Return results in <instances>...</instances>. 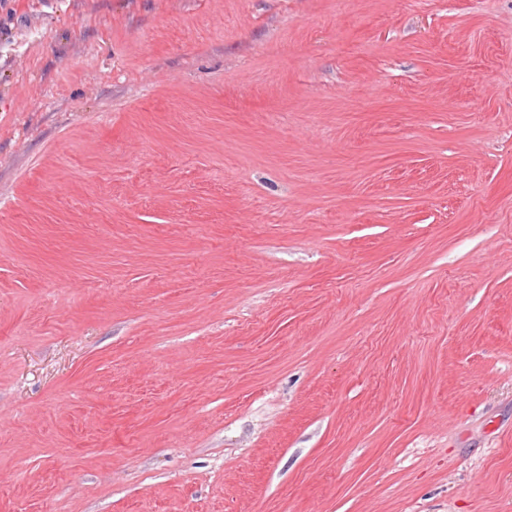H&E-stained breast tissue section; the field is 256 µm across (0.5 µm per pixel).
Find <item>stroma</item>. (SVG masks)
I'll list each match as a JSON object with an SVG mask.
<instances>
[{"label": "stroma", "instance_id": "1", "mask_svg": "<svg viewBox=\"0 0 512 512\" xmlns=\"http://www.w3.org/2000/svg\"><path fill=\"white\" fill-rule=\"evenodd\" d=\"M0 512H512V0H0Z\"/></svg>", "mask_w": 512, "mask_h": 512}]
</instances>
